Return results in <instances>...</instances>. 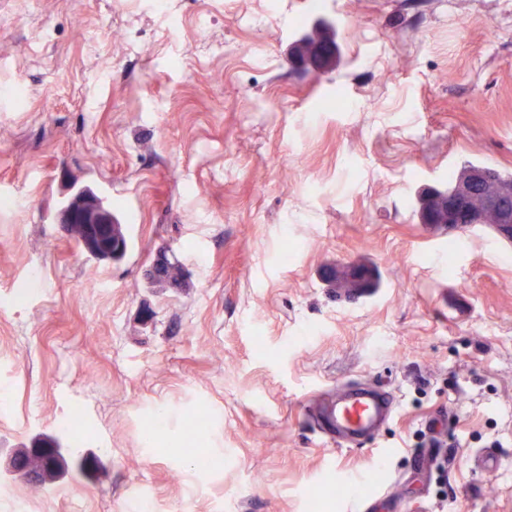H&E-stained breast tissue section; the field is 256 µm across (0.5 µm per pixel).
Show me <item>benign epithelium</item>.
<instances>
[{
    "instance_id": "7a95c632",
    "label": "benign epithelium",
    "mask_w": 512,
    "mask_h": 512,
    "mask_svg": "<svg viewBox=\"0 0 512 512\" xmlns=\"http://www.w3.org/2000/svg\"><path fill=\"white\" fill-rule=\"evenodd\" d=\"M430 192L447 201L448 223L468 228L490 227L503 240L512 241V181L502 182L482 167H473L448 188ZM86 242L96 252L112 253V246L99 242L101 220L90 212L81 218Z\"/></svg>"
}]
</instances>
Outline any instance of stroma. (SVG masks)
<instances>
[{
	"mask_svg": "<svg viewBox=\"0 0 512 512\" xmlns=\"http://www.w3.org/2000/svg\"><path fill=\"white\" fill-rule=\"evenodd\" d=\"M268 2L0 0V194L23 200L0 213V465L83 449L51 483L0 475V512H353L360 474L371 512H512V246L416 213L467 162L512 171V0H328L316 69L292 54L307 0ZM102 184L118 263L43 220ZM163 246L185 287L149 282ZM359 261L381 285L340 301L323 273ZM353 382L397 415L337 446L317 412Z\"/></svg>",
	"mask_w": 512,
	"mask_h": 512,
	"instance_id": "obj_1",
	"label": "stroma"
}]
</instances>
